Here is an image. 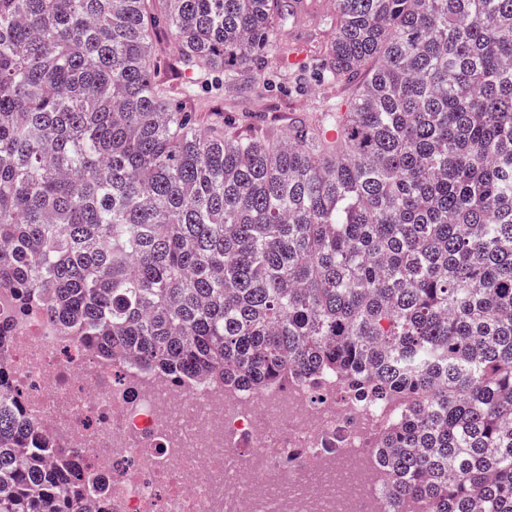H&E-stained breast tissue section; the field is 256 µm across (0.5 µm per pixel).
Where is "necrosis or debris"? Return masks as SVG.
<instances>
[{"label":"necrosis or debris","mask_w":512,"mask_h":512,"mask_svg":"<svg viewBox=\"0 0 512 512\" xmlns=\"http://www.w3.org/2000/svg\"><path fill=\"white\" fill-rule=\"evenodd\" d=\"M0 358L24 412L91 465L112 512H396L386 412L336 379L260 391L102 361L0 289Z\"/></svg>","instance_id":"1"}]
</instances>
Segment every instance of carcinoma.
<instances>
[{
	"instance_id": "carcinoma-1",
	"label": "carcinoma",
	"mask_w": 512,
	"mask_h": 512,
	"mask_svg": "<svg viewBox=\"0 0 512 512\" xmlns=\"http://www.w3.org/2000/svg\"><path fill=\"white\" fill-rule=\"evenodd\" d=\"M0 0V289L109 361L262 390L334 376L397 411L398 507L512 512V0ZM310 122L206 131L156 58ZM0 379V512H87L97 474Z\"/></svg>"
}]
</instances>
